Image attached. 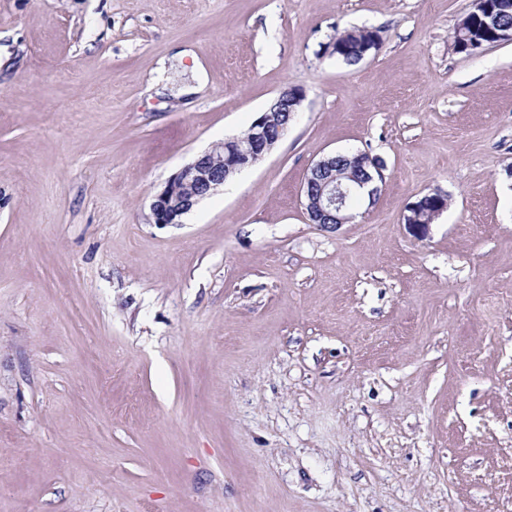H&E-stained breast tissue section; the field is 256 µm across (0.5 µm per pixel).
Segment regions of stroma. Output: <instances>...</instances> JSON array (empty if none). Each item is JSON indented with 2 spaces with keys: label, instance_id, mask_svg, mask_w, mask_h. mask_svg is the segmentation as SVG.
Instances as JSON below:
<instances>
[{
  "label": "stroma",
  "instance_id": "stroma-1",
  "mask_svg": "<svg viewBox=\"0 0 512 512\" xmlns=\"http://www.w3.org/2000/svg\"><path fill=\"white\" fill-rule=\"evenodd\" d=\"M472 7L0 0V512H512V42L457 52ZM290 88L268 156L154 223ZM356 150L375 203L309 223ZM371 33L375 35L374 38L370 42L365 43L370 39ZM371 33H364L358 29L347 31L338 37H334L336 44L335 41H331L327 53L333 51L335 54L336 46H339L342 50L336 54V57L348 65H355L362 61L360 57V48L363 45V58L369 57L379 48L382 39L379 32L371 31ZM340 157L342 154L334 152L318 160L310 168L302 188L307 218L319 227L338 228L350 223L354 218L350 213V202L364 201L363 189L384 179L382 161L370 153L348 154L344 157L347 168H338ZM347 178L349 180H345ZM447 207L448 200L445 195L439 192L426 193L410 207V214L405 216V223L409 225L431 224ZM423 214H426V219H421Z\"/></svg>",
  "mask_w": 512,
  "mask_h": 512
}]
</instances>
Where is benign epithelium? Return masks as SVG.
I'll use <instances>...</instances> for the list:
<instances>
[{"mask_svg":"<svg viewBox=\"0 0 512 512\" xmlns=\"http://www.w3.org/2000/svg\"><path fill=\"white\" fill-rule=\"evenodd\" d=\"M305 94L300 89L280 92L276 111L263 112L249 131L248 146H240V138L224 141V158L216 163L211 152L198 155L182 167L165 185L151 203L156 224H179L184 215L202 199L214 194L224 183L272 151L300 112ZM340 155L331 153L318 160L309 170L302 193L304 209L310 223L330 228L347 224L353 219L348 199L360 203L374 202L379 191L375 186L364 197L363 189L373 182H383L384 165L368 152L357 151L345 156L347 167H338ZM448 207L446 196L439 192L424 194L409 209L405 223L428 225Z\"/></svg>","mask_w":512,"mask_h":512,"instance_id":"benign-epithelium-1","label":"benign epithelium"}]
</instances>
